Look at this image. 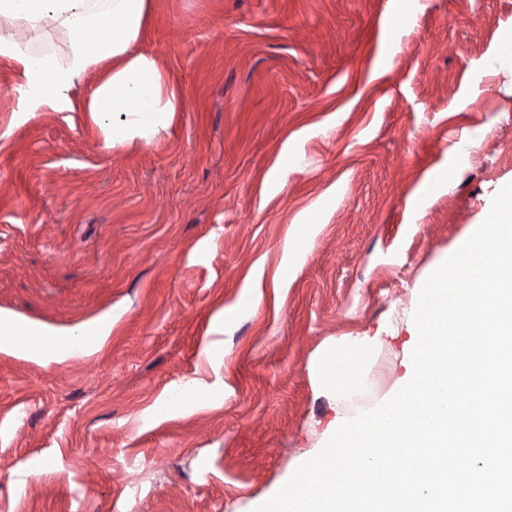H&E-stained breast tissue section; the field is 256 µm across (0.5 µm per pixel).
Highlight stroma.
Returning a JSON list of instances; mask_svg holds the SVG:
<instances>
[{"instance_id":"stroma-1","label":"stroma","mask_w":512,"mask_h":512,"mask_svg":"<svg viewBox=\"0 0 512 512\" xmlns=\"http://www.w3.org/2000/svg\"><path fill=\"white\" fill-rule=\"evenodd\" d=\"M185 110L104 144L0 58V512H254L386 401L414 293L512 183V0H152ZM311 225L301 235V225ZM377 336L337 398L330 350Z\"/></svg>"}]
</instances>
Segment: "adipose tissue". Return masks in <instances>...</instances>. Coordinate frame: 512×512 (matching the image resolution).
<instances>
[{
  "instance_id": "obj_1",
  "label": "adipose tissue",
  "mask_w": 512,
  "mask_h": 512,
  "mask_svg": "<svg viewBox=\"0 0 512 512\" xmlns=\"http://www.w3.org/2000/svg\"><path fill=\"white\" fill-rule=\"evenodd\" d=\"M151 8L152 0H0V57L10 59L23 78L26 118L46 111L121 114L120 122L102 130L112 149L134 141L152 143L168 129L184 102L159 57L137 47ZM49 21L67 32V62L30 55L13 35L20 23L28 32L43 35ZM92 25L106 31L94 45L84 39ZM91 68L98 73L97 81L76 94L81 74ZM379 342V337L363 336L336 349L321 367L325 387L340 397L356 388L369 352Z\"/></svg>"
}]
</instances>
